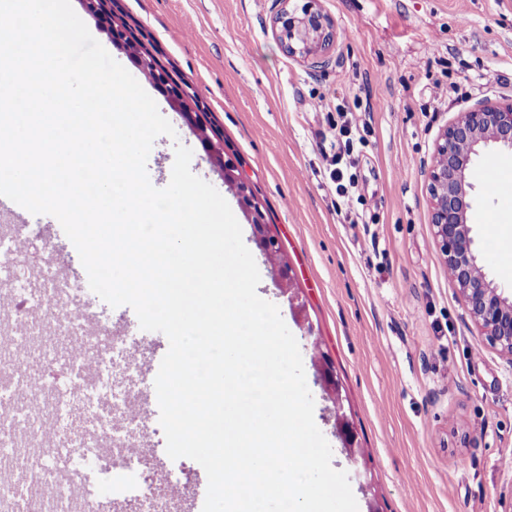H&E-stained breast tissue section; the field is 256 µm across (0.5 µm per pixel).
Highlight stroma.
<instances>
[{
  "label": "stroma",
  "instance_id": "35a3bbf8",
  "mask_svg": "<svg viewBox=\"0 0 512 512\" xmlns=\"http://www.w3.org/2000/svg\"><path fill=\"white\" fill-rule=\"evenodd\" d=\"M338 34L319 62L288 57L272 33L280 0H106L192 96L213 141L260 202L291 286L257 246L252 225L195 133L151 82L175 137H158L147 160L155 187L171 178L176 145L192 172L236 213L260 273L257 292L278 306L296 338L332 466L349 477L359 512H512V359L490 347L448 277L430 222L425 169L442 131L484 100L512 99V0H320ZM443 97H436V87ZM346 112L363 142L353 173L361 195H337L329 178L330 123ZM497 188L476 182L469 214L478 263L512 289V257L491 261L512 225V153L486 151ZM30 263L53 254L82 278L59 221L24 213ZM102 333L116 336L112 402L129 388L155 392L166 336L145 335L129 306L89 294ZM135 353L136 366L124 356ZM325 355L343 410L363 448L351 459L336 435L334 405L317 379Z\"/></svg>",
  "mask_w": 512,
  "mask_h": 512
}]
</instances>
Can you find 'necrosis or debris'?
<instances>
[{
  "label": "necrosis or debris",
  "mask_w": 512,
  "mask_h": 512,
  "mask_svg": "<svg viewBox=\"0 0 512 512\" xmlns=\"http://www.w3.org/2000/svg\"><path fill=\"white\" fill-rule=\"evenodd\" d=\"M35 286L26 297L13 298L10 318L24 330L23 346L0 340V388L10 390L23 403L37 402L39 426L12 441L11 460L36 473L44 457L53 459V481L68 490L61 502L30 494L19 498L16 487L0 486V512H113L115 499L102 496L99 485L109 468L119 469L125 492L139 493L151 512H175V504L157 494L149 478L146 459L127 451V444L145 440L134 420L117 431L102 433L78 443L84 401L97 397L103 418H111L112 402L104 391L112 361V339L98 333L88 320L82 289L68 283L51 257H43L35 270ZM79 334V351L58 353L60 337Z\"/></svg>",
  "instance_id": "4bbe7bcc"
}]
</instances>
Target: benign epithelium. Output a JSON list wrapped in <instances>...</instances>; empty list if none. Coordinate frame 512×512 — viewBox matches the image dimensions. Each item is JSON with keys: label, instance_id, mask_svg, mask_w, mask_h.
Instances as JSON below:
<instances>
[{"label": "benign epithelium", "instance_id": "obj_1", "mask_svg": "<svg viewBox=\"0 0 512 512\" xmlns=\"http://www.w3.org/2000/svg\"><path fill=\"white\" fill-rule=\"evenodd\" d=\"M318 2L306 0L299 8L286 6L275 16L272 32L288 56L317 60L335 47L336 30ZM81 4L99 22L113 45L127 52L137 68L143 71L150 67L149 61L131 48L126 29L101 9L100 0H81ZM153 71V85L195 132L210 162L224 178V184L235 189L253 226L258 246L267 257L278 256V243L268 234L263 213L235 174V167L224 160V150L210 139L197 121L195 112L185 101L184 90L170 82L164 70L155 66ZM492 146L512 152V99L485 100L459 113L456 121L441 133L426 177L431 224L447 263L448 275L461 292L468 316L481 329L488 344L512 357V293L495 286L478 266L475 240L468 222L474 204L470 167L480 152ZM317 369L336 409V434L354 459L360 448L358 433L342 411L339 382L325 357L318 358Z\"/></svg>", "mask_w": 512, "mask_h": 512}]
</instances>
